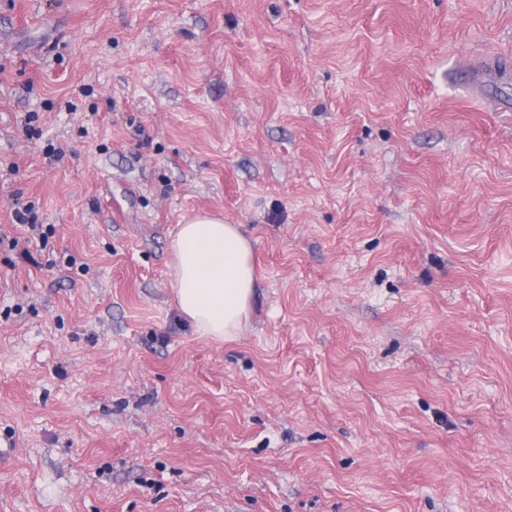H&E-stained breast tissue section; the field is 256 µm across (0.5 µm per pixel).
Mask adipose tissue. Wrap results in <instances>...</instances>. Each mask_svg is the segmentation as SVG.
<instances>
[{"label":"adipose tissue","mask_w":512,"mask_h":512,"mask_svg":"<svg viewBox=\"0 0 512 512\" xmlns=\"http://www.w3.org/2000/svg\"><path fill=\"white\" fill-rule=\"evenodd\" d=\"M171 281L181 314L197 334L223 342L238 336L255 296L251 241L238 225L199 213L171 240Z\"/></svg>","instance_id":"1"}]
</instances>
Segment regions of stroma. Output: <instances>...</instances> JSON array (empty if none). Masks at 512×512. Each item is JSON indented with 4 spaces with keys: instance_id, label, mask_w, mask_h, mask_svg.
I'll list each match as a JSON object with an SVG mask.
<instances>
[{
    "instance_id": "obj_1",
    "label": "stroma",
    "mask_w": 512,
    "mask_h": 512,
    "mask_svg": "<svg viewBox=\"0 0 512 512\" xmlns=\"http://www.w3.org/2000/svg\"><path fill=\"white\" fill-rule=\"evenodd\" d=\"M504 92L512 0H0V512H512ZM171 281L181 314L197 334L224 342L238 336L255 296L251 241L239 225L199 213L177 224Z\"/></svg>"
}]
</instances>
